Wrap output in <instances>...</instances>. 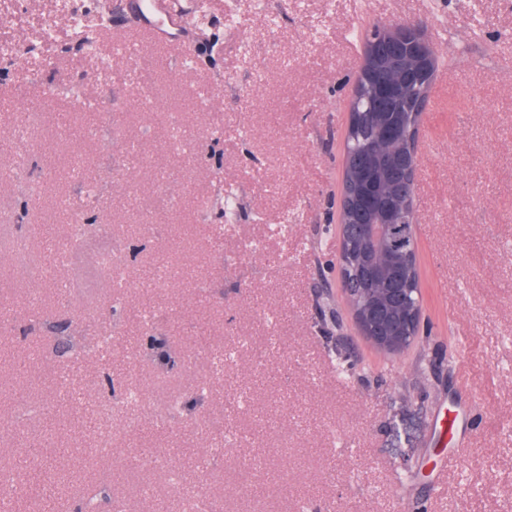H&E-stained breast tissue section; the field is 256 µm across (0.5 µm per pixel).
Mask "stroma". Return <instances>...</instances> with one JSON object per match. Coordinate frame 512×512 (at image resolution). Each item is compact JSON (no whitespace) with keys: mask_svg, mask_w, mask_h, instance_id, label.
Instances as JSON below:
<instances>
[{"mask_svg":"<svg viewBox=\"0 0 512 512\" xmlns=\"http://www.w3.org/2000/svg\"><path fill=\"white\" fill-rule=\"evenodd\" d=\"M75 14L95 50L78 47ZM375 24L417 26L437 57L416 172L421 331L397 355L362 336L336 264L350 102ZM138 25L129 0H0V51L17 57L0 64V467L41 482L14 512L77 500L98 440L41 385L48 371L111 400L96 476L123 512H177L175 470L214 512H500L512 0H205L172 31L190 57ZM18 86L35 93L19 102ZM75 224L84 247L111 241L113 269L65 292L44 228L65 244ZM178 397L187 409L155 423L151 409Z\"/></svg>","mask_w":512,"mask_h":512,"instance_id":"1","label":"stroma"}]
</instances>
